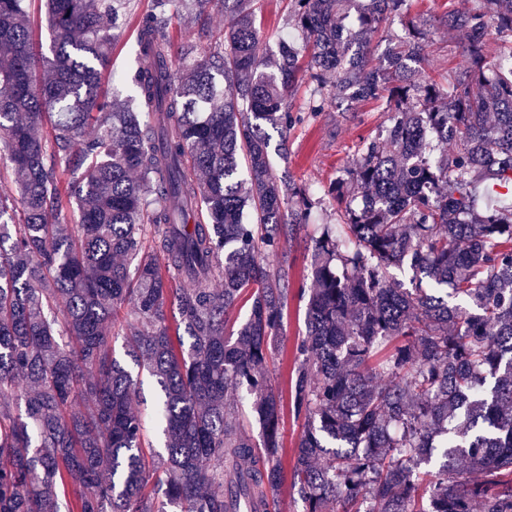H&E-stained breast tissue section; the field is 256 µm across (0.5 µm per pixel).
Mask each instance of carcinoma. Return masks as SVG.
<instances>
[{
  "mask_svg": "<svg viewBox=\"0 0 512 512\" xmlns=\"http://www.w3.org/2000/svg\"><path fill=\"white\" fill-rule=\"evenodd\" d=\"M230 1L219 47L173 51V15ZM119 2L45 0L47 59L23 0H0V166L13 184L0 194V512H61L68 486L66 512L276 505L282 404L267 363L290 283L269 259L312 200L274 173L266 128L296 123L285 95L305 51L307 111L384 99L392 125L353 159L365 205L345 207L346 235L323 226L298 285L310 290L289 377L304 512H512V212L477 207L478 187L512 183V71L489 51L493 39L512 54V0L439 18L466 34L451 98L413 78L418 29L382 58L369 51L407 0H289L304 44L275 58L255 0H151L122 76L131 95L106 98ZM428 132L452 152L426 155ZM403 265L431 288L396 286L389 269ZM448 286L459 303L436 295ZM249 289L230 339L225 315ZM121 320L127 355L164 395L159 460L139 382L108 342Z\"/></svg>",
  "mask_w": 512,
  "mask_h": 512,
  "instance_id": "1",
  "label": "carcinoma"
}]
</instances>
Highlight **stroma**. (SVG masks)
<instances>
[{"label":"stroma","instance_id":"obj_1","mask_svg":"<svg viewBox=\"0 0 512 512\" xmlns=\"http://www.w3.org/2000/svg\"><path fill=\"white\" fill-rule=\"evenodd\" d=\"M262 10L258 16L261 31L270 50H277L282 42L301 45L303 36L294 25L287 0H260ZM486 0H409L406 14L392 16L387 33L400 36L407 23H414L427 32L430 47L425 60L415 66V78L423 82L429 79L455 82L462 69L464 33L448 29L439 23V16L454 8L482 11ZM231 21L229 15L214 12L198 22L172 17L168 32L174 43L193 41L210 46L212 36L222 31ZM137 25H122L119 37L112 49L111 76L104 79L102 92L112 96L119 86L116 75L126 72L134 61ZM391 124V114L385 101L343 103L342 106L326 105L323 112L311 114L303 111L301 120L286 137H273L270 144L272 166L276 174H289L304 187L314 200L308 223L297 225L289 232L278 257L286 265L294 286L288 292L283 325L286 339L284 348L269 364L272 382L286 403L282 412L285 453L283 467L292 472L295 463L294 449L303 428L288 405L290 396L288 378L295 367V349L299 336L305 332V316L308 297L301 294L295 283L306 273L311 253V234L314 225L332 224L336 221L338 205L327 194L331 182L348 180V170L358 149L365 143L386 137ZM162 392L155 380L144 378L135 408L146 421L147 438L156 453H163L165 438L161 433L157 412Z\"/></svg>","mask_w":512,"mask_h":512}]
</instances>
